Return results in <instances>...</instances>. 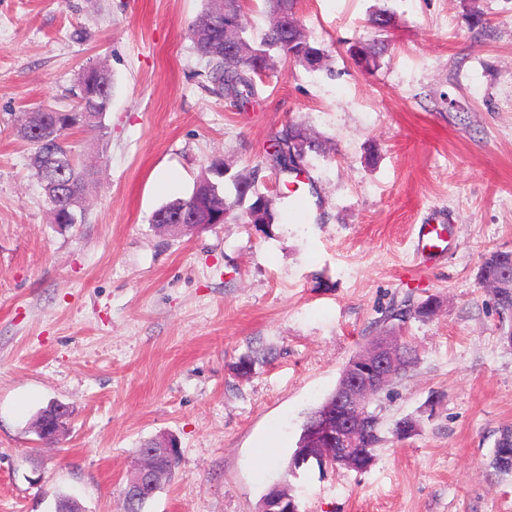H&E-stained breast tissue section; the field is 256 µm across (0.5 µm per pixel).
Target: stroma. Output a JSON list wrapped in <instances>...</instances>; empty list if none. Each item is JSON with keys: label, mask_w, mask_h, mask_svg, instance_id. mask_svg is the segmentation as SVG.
I'll return each mask as SVG.
<instances>
[{"label": "stroma", "mask_w": 512, "mask_h": 512, "mask_svg": "<svg viewBox=\"0 0 512 512\" xmlns=\"http://www.w3.org/2000/svg\"><path fill=\"white\" fill-rule=\"evenodd\" d=\"M203 5L0 0V512H55L64 495L124 512L136 450L162 435L180 459L145 512H259L285 484L300 512H512V473L489 466L512 426V319L480 280L486 253L512 252V0H297L330 68L278 59L243 109L193 49ZM379 8L385 33L366 23ZM383 40L375 69L348 53ZM91 66L110 70L112 100L101 127L66 137L92 181L65 227L17 129L71 108ZM291 122L327 145L309 158L306 223L260 228L236 210L156 228L216 156L282 192L269 151ZM436 222L451 242L432 259L416 227ZM430 297L433 318L411 315ZM383 331L418 361L371 402L372 466L289 474L307 414ZM53 402L72 413L45 444L33 422ZM403 417L420 428L400 441Z\"/></svg>", "instance_id": "1"}]
</instances>
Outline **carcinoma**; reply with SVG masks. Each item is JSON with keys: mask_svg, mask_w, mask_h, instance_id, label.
<instances>
[{"mask_svg": "<svg viewBox=\"0 0 512 512\" xmlns=\"http://www.w3.org/2000/svg\"><path fill=\"white\" fill-rule=\"evenodd\" d=\"M266 4L271 22L257 43L248 38L242 4H237L239 34L250 49V54L244 57L224 52L223 34L218 30L199 28L200 24L222 11L223 4L219 0H205L204 9L192 28L194 49L209 65L208 77L213 90L229 96L238 107L248 105L255 98L254 77L266 72L263 67L265 60L277 54L295 64L318 69L326 58L323 49L311 45L304 37L289 44L288 32L273 22L284 13L295 15V0H266ZM111 88L109 71L97 66L90 67L79 78L77 104L65 111L49 109L47 116L66 134L73 129L75 113L85 108L108 111ZM18 135L33 146L30 166L48 196L54 223H71L70 200L76 194L87 192V172L78 168L63 141L44 142L24 123L20 125ZM324 150L325 145L320 139L308 134L300 125L291 123L274 138L273 151L270 153L272 166L285 176L286 182H293L305 172L308 157L313 153L321 154ZM227 181L234 188L232 198L225 194L224 184ZM258 181L259 170L255 169L247 175L232 174L224 160L215 159L204 168L188 197L171 200L163 208L180 210L194 204L202 210L215 209L228 215L242 207L248 223L258 226L273 224L278 219V198L257 191ZM491 270L510 276L506 287L512 289V253L493 252L486 256L481 274Z\"/></svg>", "mask_w": 512, "mask_h": 512, "instance_id": "cac0c4a2", "label": "carcinoma"}]
</instances>
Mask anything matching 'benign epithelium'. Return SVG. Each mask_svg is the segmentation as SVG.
<instances>
[{
  "label": "benign epithelium",
  "mask_w": 512,
  "mask_h": 512,
  "mask_svg": "<svg viewBox=\"0 0 512 512\" xmlns=\"http://www.w3.org/2000/svg\"><path fill=\"white\" fill-rule=\"evenodd\" d=\"M199 211L192 209L177 215L161 213L154 223L171 232L197 224ZM402 337L385 333L372 338L353 361L344 368L335 390L333 405L318 415L314 426L302 442L291 472L314 464L321 469L338 465L357 471L365 469L361 439L374 431L378 417L370 411L374 396L404 370L401 354ZM180 456V448L168 438H157L138 449L134 468L125 484L126 498H150L160 489L167 467ZM294 496L286 488H274L262 512H282Z\"/></svg>",
  "instance_id": "7a95c632"
}]
</instances>
